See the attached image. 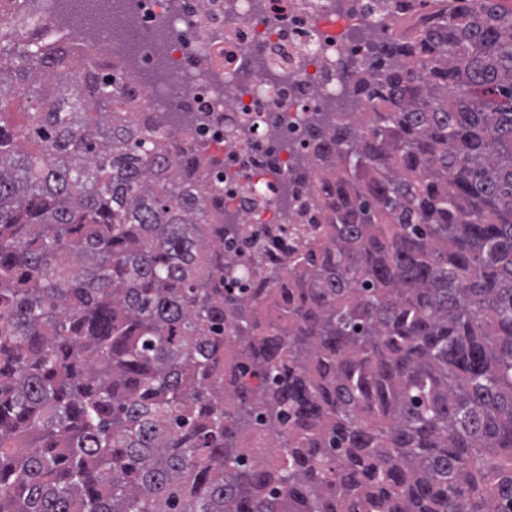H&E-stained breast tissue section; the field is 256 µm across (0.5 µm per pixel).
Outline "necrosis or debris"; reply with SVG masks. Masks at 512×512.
Returning <instances> with one entry per match:
<instances>
[{"instance_id":"necrosis-or-debris-1","label":"necrosis or debris","mask_w":512,"mask_h":512,"mask_svg":"<svg viewBox=\"0 0 512 512\" xmlns=\"http://www.w3.org/2000/svg\"><path fill=\"white\" fill-rule=\"evenodd\" d=\"M367 20L358 0H237L230 18L224 0H138L133 33L167 32L172 80L190 89L175 96L137 82L132 105L213 112L214 126L195 139L224 161L225 208L262 233L280 221L272 200L288 187L290 163L284 152L267 160L264 149L293 136L299 113L335 90L336 58L351 52L345 34ZM218 73L230 80L227 94L213 85ZM245 121L256 125L247 141L234 136Z\"/></svg>"}]
</instances>
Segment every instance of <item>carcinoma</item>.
<instances>
[{
    "label": "carcinoma",
    "mask_w": 512,
    "mask_h": 512,
    "mask_svg": "<svg viewBox=\"0 0 512 512\" xmlns=\"http://www.w3.org/2000/svg\"><path fill=\"white\" fill-rule=\"evenodd\" d=\"M66 2L128 49L131 0ZM383 2L299 121L280 210L323 223L276 260L209 113L0 33V512H512V7Z\"/></svg>",
    "instance_id": "carcinoma-1"
}]
</instances>
